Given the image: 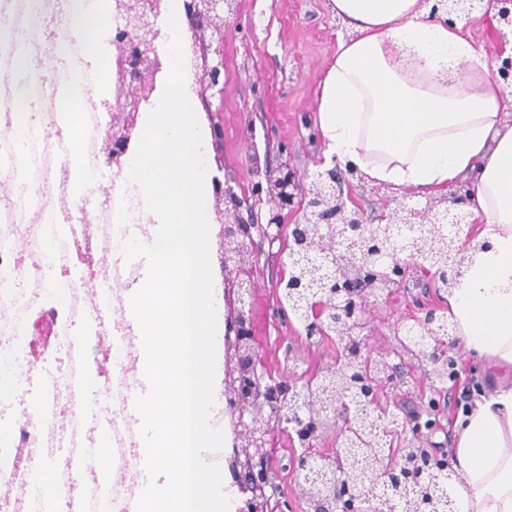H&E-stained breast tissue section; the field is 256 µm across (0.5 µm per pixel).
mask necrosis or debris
<instances>
[{
  "label": "necrosis or debris",
  "mask_w": 512,
  "mask_h": 512,
  "mask_svg": "<svg viewBox=\"0 0 512 512\" xmlns=\"http://www.w3.org/2000/svg\"><path fill=\"white\" fill-rule=\"evenodd\" d=\"M97 43L73 30L25 48L26 68L0 69L11 86L0 111V512H85L98 490L97 460L112 463L108 512H132L140 496L141 420L127 401L144 386L142 339L131 325L128 290L137 263L115 269L122 243L155 232L125 166L104 150L110 100L93 68ZM81 118L68 135L60 113ZM77 164H70L69 154ZM83 196H76V182ZM52 324L28 334L32 315ZM56 473L52 485L38 478Z\"/></svg>",
  "instance_id": "obj_1"
}]
</instances>
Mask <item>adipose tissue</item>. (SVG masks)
Wrapping results in <instances>:
<instances>
[{
	"instance_id": "1",
	"label": "adipose tissue",
	"mask_w": 512,
	"mask_h": 512,
	"mask_svg": "<svg viewBox=\"0 0 512 512\" xmlns=\"http://www.w3.org/2000/svg\"><path fill=\"white\" fill-rule=\"evenodd\" d=\"M350 30L317 96L324 159L419 196L470 176L473 254L447 315L466 350L500 368L458 423L461 512H512V125L483 45L421 0H332Z\"/></svg>"
}]
</instances>
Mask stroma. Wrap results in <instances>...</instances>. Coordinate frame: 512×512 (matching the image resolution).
I'll list each match as a JSON object with an SVG mask.
<instances>
[{
  "instance_id": "stroma-1",
  "label": "stroma",
  "mask_w": 512,
  "mask_h": 512,
  "mask_svg": "<svg viewBox=\"0 0 512 512\" xmlns=\"http://www.w3.org/2000/svg\"><path fill=\"white\" fill-rule=\"evenodd\" d=\"M240 12V26L224 31V168L247 190L255 180L246 138L251 122L272 143H288L294 167L315 170L322 154L321 141L313 137L317 92L346 28L331 0H240ZM280 267L273 254L253 271L259 283L251 300L252 330L261 338L256 351L265 364L305 378L332 365L336 350L319 338L286 333L273 322L271 282ZM415 293L410 287L378 294L368 328L369 344L389 352L390 363L405 371L388 397L400 415L415 410L419 395L437 383L427 357L403 347L397 334L410 321Z\"/></svg>"
}]
</instances>
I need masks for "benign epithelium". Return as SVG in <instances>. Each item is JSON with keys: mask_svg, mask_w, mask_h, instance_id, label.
I'll return each mask as SVG.
<instances>
[{"mask_svg": "<svg viewBox=\"0 0 512 512\" xmlns=\"http://www.w3.org/2000/svg\"><path fill=\"white\" fill-rule=\"evenodd\" d=\"M489 2L498 23L512 29V0ZM159 5L160 0H130L133 18L114 36L119 48L114 60L119 96L106 144V153L114 159L123 154L161 65L159 53L144 49L142 40V32L157 31ZM183 7L188 33L199 52L197 74L205 88L199 100L211 130L216 170L222 173L212 180L211 210L224 241L221 262L226 272L229 324L225 335L230 360L225 386L236 399L232 410L238 437L235 463L240 488L250 494L247 509L273 512L271 500L283 493L269 448L273 423L285 427L301 448L292 457L293 473L319 490L307 505L310 512H324L327 500L336 512H364L370 493L380 491L387 498L393 484L415 491L427 478L420 477L403 453L394 465H385L382 457L363 462L362 477L354 480L346 472L347 464L354 461L351 448L341 444L333 457L325 458L315 451L312 440L321 433L323 413L338 425L347 423L355 411L367 418L376 412L387 414L380 405L382 395L401 371L360 336L372 319L371 298L383 281L391 288L409 286L410 274L418 269L434 270L433 280L441 288L446 279L457 284L468 252L482 248L471 237L460 239L461 225L470 216L469 188L458 184L420 208L408 206L406 195L391 191L384 194L387 212L373 220L363 210L348 206L351 193L344 192L345 178L336 168L300 173L284 159L274 167L254 162L257 181L251 192H237L234 177L224 172V29L240 24L239 0H183ZM442 7L450 16L467 19L474 4L473 0H435L429 15ZM439 239L448 240L449 274L432 258ZM276 243L277 254L287 258L288 272L276 279L275 293L287 287L297 296V306L288 310L277 303L278 321L291 327L301 323V334L306 336H326L340 327L359 328L348 333L350 340L341 346L336 363L318 376L326 392L335 373L349 363L358 366L352 386L334 394L326 406L309 397L301 380L269 371L257 359L252 343L246 303L259 287L252 269L265 246ZM297 267L307 273L295 281ZM454 349L455 341L437 340L428 354L434 371L452 358ZM441 393L433 390L427 404L401 422L402 435L423 436V430L432 426V420L423 416L436 412Z\"/></svg>", "mask_w": 512, "mask_h": 512, "instance_id": "obj_1", "label": "benign epithelium"}]
</instances>
